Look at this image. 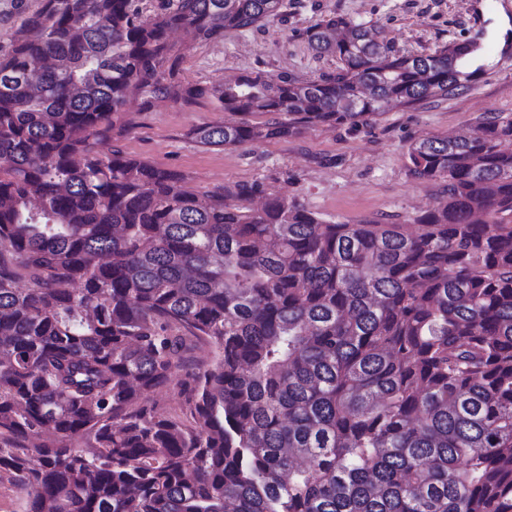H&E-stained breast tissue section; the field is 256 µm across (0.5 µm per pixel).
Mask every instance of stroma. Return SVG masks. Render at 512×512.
Segmentation results:
<instances>
[{
  "mask_svg": "<svg viewBox=\"0 0 512 512\" xmlns=\"http://www.w3.org/2000/svg\"><path fill=\"white\" fill-rule=\"evenodd\" d=\"M281 15L252 30H230L208 43L182 40V83L204 89L192 104L167 100L131 113L122 150L181 174L197 195L248 184L299 201L323 220L409 224L442 196L444 184L413 177L415 141L460 132L480 115L512 116V0H286ZM341 14L374 26L397 49L428 54L453 40L481 35L489 66L469 90L413 108L393 106L352 125L300 126L296 133L235 148L207 149L196 127L232 120L206 91L261 70L313 80L335 73L303 36L317 20Z\"/></svg>",
  "mask_w": 512,
  "mask_h": 512,
  "instance_id": "stroma-1",
  "label": "stroma"
}]
</instances>
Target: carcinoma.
<instances>
[{"instance_id":"obj_1","label":"carcinoma","mask_w":512,"mask_h":512,"mask_svg":"<svg viewBox=\"0 0 512 512\" xmlns=\"http://www.w3.org/2000/svg\"><path fill=\"white\" fill-rule=\"evenodd\" d=\"M143 2L42 0L0 54V471L27 512H512V116L410 146L446 182L411 224L200 198L112 142L203 95L172 31L214 41L283 0ZM304 36L336 74L215 87L271 118L196 142L355 124L485 68L475 38L401 54L341 15Z\"/></svg>"}]
</instances>
